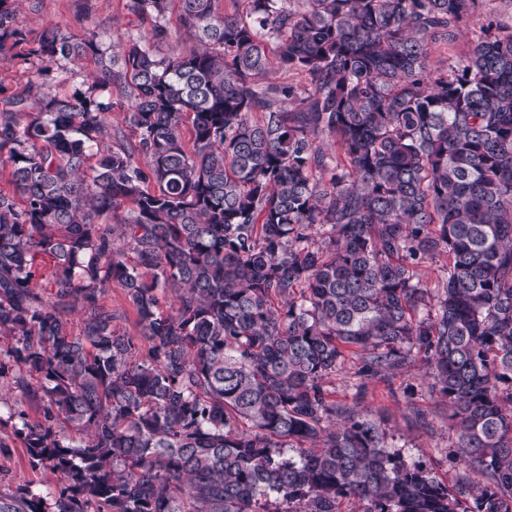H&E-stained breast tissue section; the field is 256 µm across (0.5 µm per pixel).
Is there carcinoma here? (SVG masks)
<instances>
[{
    "instance_id": "1",
    "label": "carcinoma",
    "mask_w": 512,
    "mask_h": 512,
    "mask_svg": "<svg viewBox=\"0 0 512 512\" xmlns=\"http://www.w3.org/2000/svg\"><path fill=\"white\" fill-rule=\"evenodd\" d=\"M6 2L0 54L43 66L0 102V335L41 415L10 409L15 433L63 487L0 512H512V27L444 76L431 44L477 0H125L149 28L116 51L31 40ZM174 3L196 46L159 56ZM88 57L85 90L46 82ZM273 65L310 87L260 85ZM118 104L133 146L103 144ZM441 254L433 295L418 269ZM114 284L145 349L101 303ZM347 351L363 378L423 354L454 486L328 399Z\"/></svg>"
}]
</instances>
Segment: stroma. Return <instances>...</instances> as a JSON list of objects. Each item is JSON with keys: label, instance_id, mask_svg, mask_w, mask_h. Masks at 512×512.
Returning a JSON list of instances; mask_svg holds the SVG:
<instances>
[{"label": "stroma", "instance_id": "35a3bbf8", "mask_svg": "<svg viewBox=\"0 0 512 512\" xmlns=\"http://www.w3.org/2000/svg\"><path fill=\"white\" fill-rule=\"evenodd\" d=\"M31 35L43 29L81 35L97 32L105 42L115 45L143 32L144 24L124 7V0H10ZM512 25V0H478V7L458 41L450 47L433 46L430 66L447 72L449 65L465 55L481 25ZM38 63L12 54H0V99L22 93ZM358 360L345 355L344 362L325 387L331 401L382 420L391 450L399 452L408 464H423L433 475L453 485L460 471L458 460L449 456L454 436L448 428L447 405L432 391L424 376L423 362L414 359L401 374L390 379L366 380L355 389ZM61 485L59 474L37 465L23 441L14 434V423H0V492L12 493L29 487L44 497L53 496Z\"/></svg>", "mask_w": 512, "mask_h": 512}]
</instances>
